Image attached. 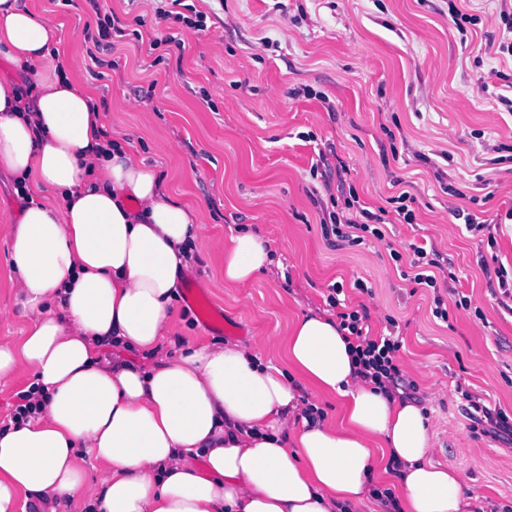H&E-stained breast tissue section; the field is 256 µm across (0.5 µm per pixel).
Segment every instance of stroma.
I'll return each mask as SVG.
<instances>
[{
  "instance_id": "obj_1",
  "label": "stroma",
  "mask_w": 512,
  "mask_h": 512,
  "mask_svg": "<svg viewBox=\"0 0 512 512\" xmlns=\"http://www.w3.org/2000/svg\"><path fill=\"white\" fill-rule=\"evenodd\" d=\"M204 14L194 31L159 19L157 0H29L66 49L63 66L91 88L111 134L197 207L204 238L184 284L223 315L208 327L186 296L182 341H234L285 366L284 339L302 311H327L341 282L349 308L366 307L372 335L403 339L400 368L429 416L430 458L471 486L467 512H512V442L472 431L475 397L512 418V312L491 269H512V77L500 53L501 11L512 0H183ZM477 15L460 35L448 7ZM117 16L123 37L104 53L103 78L87 54L98 19ZM179 34L181 45L150 49ZM355 188L369 209L410 192L416 221L386 225L385 239L327 240L320 211ZM24 204L0 183V340L22 336L13 304L7 231ZM495 220L496 246L464 227ZM249 228L281 267L239 287L224 283L220 249ZM432 244L456 281L413 288L391 250ZM364 281L360 292L354 281ZM467 306H457L458 296ZM442 298L447 320L433 317Z\"/></svg>"
}]
</instances>
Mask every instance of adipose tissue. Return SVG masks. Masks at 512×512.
<instances>
[{"label": "adipose tissue", "instance_id": "ef3b65f1", "mask_svg": "<svg viewBox=\"0 0 512 512\" xmlns=\"http://www.w3.org/2000/svg\"><path fill=\"white\" fill-rule=\"evenodd\" d=\"M60 53L24 0H0V59L35 81L0 78V178L41 194L8 234L28 326L0 341V384L27 378L37 411L0 427V512H463L470 486L430 461L423 406L357 374L337 318L294 320L283 368L231 342L160 356L204 227ZM223 249L229 285L280 265L251 229ZM309 391L337 418L307 415Z\"/></svg>", "mask_w": 512, "mask_h": 512}]
</instances>
